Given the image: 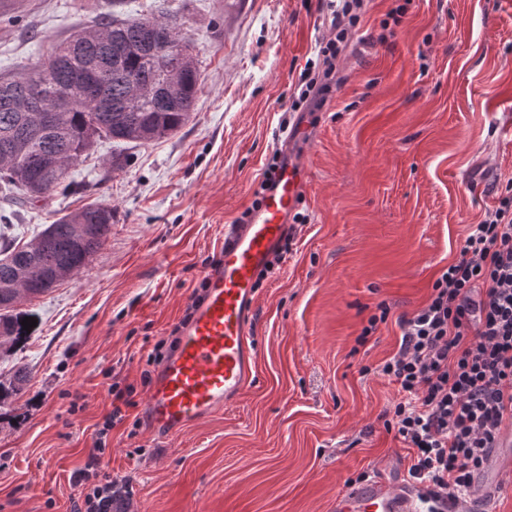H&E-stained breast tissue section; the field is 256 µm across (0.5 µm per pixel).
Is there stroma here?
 Here are the masks:
<instances>
[{
  "label": "stroma",
  "mask_w": 512,
  "mask_h": 512,
  "mask_svg": "<svg viewBox=\"0 0 512 512\" xmlns=\"http://www.w3.org/2000/svg\"><path fill=\"white\" fill-rule=\"evenodd\" d=\"M123 4L134 18L178 17L200 91L191 120L132 147L123 170L110 171L105 141L50 197L20 208L0 198V245L95 199L113 212L85 272L24 300L37 325L0 349V376L31 375L0 404V512H74L70 476L113 383L136 388L101 456L127 512H331L358 476L406 479L410 451L383 426L398 386L376 369L398 348L399 317L423 305L512 179V0H368L344 84L293 144L305 221L257 290L259 381L171 438L148 428L147 356L251 207L329 29L321 0ZM103 7L22 0L0 17V73L34 66ZM383 301L387 322L359 343Z\"/></svg>",
  "instance_id": "35a3bbf8"
}]
</instances>
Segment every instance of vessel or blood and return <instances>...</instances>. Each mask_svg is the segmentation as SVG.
<instances>
[{
  "instance_id": "vessel-or-blood-1",
  "label": "vessel or blood",
  "mask_w": 512,
  "mask_h": 512,
  "mask_svg": "<svg viewBox=\"0 0 512 512\" xmlns=\"http://www.w3.org/2000/svg\"><path fill=\"white\" fill-rule=\"evenodd\" d=\"M282 163L248 223L224 234V250L206 274L208 288L173 354L149 389L145 414L157 431L175 435L236 401L258 379L252 345L255 284L288 231V215L303 187V171L280 147ZM333 512H420L407 484L375 477L337 495Z\"/></svg>"
}]
</instances>
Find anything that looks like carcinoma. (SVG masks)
I'll use <instances>...</instances> for the list:
<instances>
[{
  "label": "carcinoma",
  "instance_id": "carcinoma-1",
  "mask_svg": "<svg viewBox=\"0 0 512 512\" xmlns=\"http://www.w3.org/2000/svg\"><path fill=\"white\" fill-rule=\"evenodd\" d=\"M169 35L182 37L176 20L169 16L121 20L103 12L71 39L75 50L66 71H57V49L53 48L32 68L1 76L0 147L9 136L16 140V155L6 156L0 150V192L29 201L30 186L39 185L46 194L54 191L67 180L70 168L100 141L146 144L186 125L199 89V69L185 71L168 99L134 95L135 88L145 90L156 82L157 70L148 56ZM108 46L111 51L95 72L98 89L93 94L85 81L88 65ZM61 93L67 98L66 108L54 113L53 124L45 129L27 128L25 113L8 103L21 95L48 102ZM77 220L92 227L90 241H76ZM111 231L112 206L96 199L57 218L26 244L0 248L1 349L26 335L21 322L27 314L17 308L20 299L48 292L54 272L70 278L81 273ZM28 381L23 368L0 379V403L18 395Z\"/></svg>",
  "mask_w": 512,
  "mask_h": 512
}]
</instances>
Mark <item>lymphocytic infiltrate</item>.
I'll use <instances>...</instances> for the list:
<instances>
[{
	"instance_id": "1",
	"label": "lymphocytic infiltrate",
	"mask_w": 512,
	"mask_h": 512,
	"mask_svg": "<svg viewBox=\"0 0 512 512\" xmlns=\"http://www.w3.org/2000/svg\"><path fill=\"white\" fill-rule=\"evenodd\" d=\"M364 0H335L322 62L307 67L294 112L321 111L344 78L337 59ZM398 351L379 374L402 393L386 431L413 450L409 481L432 501L462 504L488 460L500 427L512 422V180L496 209L465 239L458 259L434 281L427 302L401 318ZM123 419L108 411L94 453L71 476L79 488L76 512H112L115 490L100 469L99 452Z\"/></svg>"
}]
</instances>
